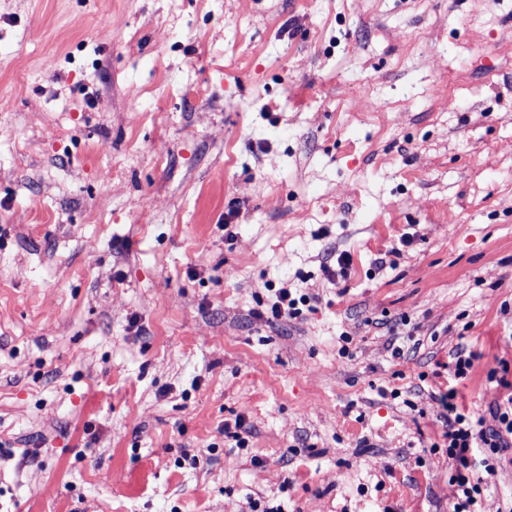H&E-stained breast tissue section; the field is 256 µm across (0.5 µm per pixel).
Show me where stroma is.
<instances>
[{
    "instance_id": "35a3bbf8",
    "label": "stroma",
    "mask_w": 512,
    "mask_h": 512,
    "mask_svg": "<svg viewBox=\"0 0 512 512\" xmlns=\"http://www.w3.org/2000/svg\"><path fill=\"white\" fill-rule=\"evenodd\" d=\"M504 361L512 0H0V512H450ZM274 291L272 300L266 308L265 314L267 320H279L282 318H295L299 314V303L307 302L306 297L301 296L298 299L293 297L291 289L287 287L270 288L269 291ZM467 347L458 345L453 351V361L448 363V370L455 378H465L474 367L475 354L472 351L467 353Z\"/></svg>"
}]
</instances>
